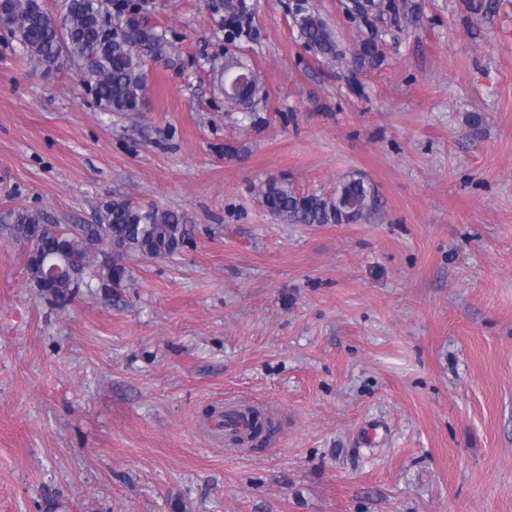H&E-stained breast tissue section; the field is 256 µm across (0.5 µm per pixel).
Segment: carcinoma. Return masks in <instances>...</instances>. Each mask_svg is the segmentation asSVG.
I'll return each instance as SVG.
<instances>
[{"label":"carcinoma","mask_w":512,"mask_h":512,"mask_svg":"<svg viewBox=\"0 0 512 512\" xmlns=\"http://www.w3.org/2000/svg\"><path fill=\"white\" fill-rule=\"evenodd\" d=\"M227 42L254 39L255 30L244 21L243 0H222ZM297 24L308 48L330 61L339 58L336 35L319 17L297 8ZM0 25L45 72L76 68L80 81L105 112L137 114L148 91L145 62L165 49L166 35L144 19L136 18L125 0H65L57 16L43 0H0ZM381 57L374 36L357 44L351 68L357 70ZM246 84L237 88L235 102L249 108L260 77L254 68L245 72ZM267 211L288 224H354L373 209L374 196L361 177L349 176L331 195L298 194L287 182L271 179L262 191ZM7 234L26 242L25 265L44 297L60 307L71 303L81 286L97 287L103 294L130 279L128 257L160 258L179 252L190 239L184 217L157 206L113 200L98 208L94 224H57L43 212L11 210L0 216ZM62 251L65 272L48 282L42 260ZM271 420L258 409L224 411V440L251 445L271 430Z\"/></svg>","instance_id":"1"}]
</instances>
